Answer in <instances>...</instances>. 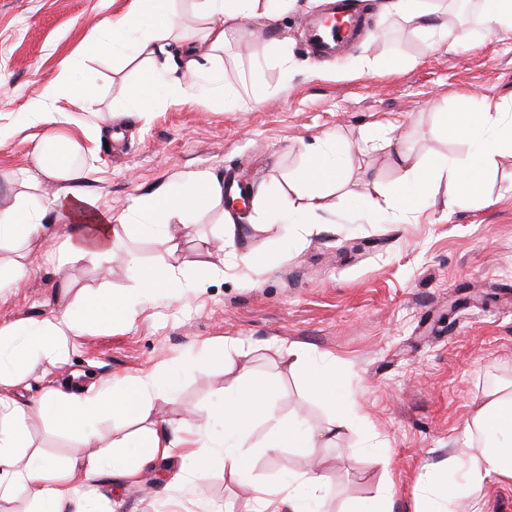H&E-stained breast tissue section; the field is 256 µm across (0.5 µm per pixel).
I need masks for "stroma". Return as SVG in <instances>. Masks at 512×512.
<instances>
[{
	"label": "stroma",
	"mask_w": 512,
	"mask_h": 512,
	"mask_svg": "<svg viewBox=\"0 0 512 512\" xmlns=\"http://www.w3.org/2000/svg\"><path fill=\"white\" fill-rule=\"evenodd\" d=\"M382 0H349L358 32L313 61L311 18L326 0H297L277 17L259 16L229 37L220 64L227 84L257 91L250 110L225 108L208 86L178 101L147 104L144 114L120 111L139 84L142 58L100 55L77 71L95 80L99 112L83 115L86 129L111 123L121 135L89 142L92 173L85 184L100 211L123 212L132 199L187 170H209L273 196L297 198L293 177L306 167L307 144L325 138L344 166V181L328 188V220L308 234L302 226L265 217L261 205L237 216L246 231L224 257V276L198 273L197 239L216 241L225 225L220 210L185 217L192 238L182 245L189 283L181 303L164 295L132 324L101 328L70 346L65 364L41 363L14 393L39 398L48 382L83 385L136 374L146 367L175 376L177 392L164 414L181 433L224 396L234 378L267 384L280 414L309 428L331 411L307 389L303 368L286 365L279 347L311 353L335 369L340 393L364 417L328 448H284L257 458L244 478L214 473L197 489L174 479L179 459L156 463L136 490L108 478L101 493L119 512H167L180 497L189 512H245L253 483L275 484L307 471L317 458L331 494L320 512H341L347 500L370 501L386 487L396 492L394 512H412L427 471L437 469L464 428L472 401L498 381L512 379V158L499 160L484 206L448 204L446 183L420 201L416 215L390 208L410 153L430 165L464 161L476 146L437 132L442 113L475 112L483 100L512 99V33H491L484 17L448 21L452 36L434 45L426 31L384 13ZM133 0H0V170L32 168L44 128L24 123L22 110L37 102L58 76L62 59L78 57L95 18L120 17ZM379 60L366 71L364 59ZM136 251L144 264L162 261L163 245L132 237L115 245L110 263L63 266L54 254L27 247L0 253V265L25 264L20 285L0 283V326L33 324L60 298L77 299L103 288L136 287L125 263ZM264 254L254 270L240 254ZM229 337L246 351L225 350L195 373L180 372L189 355ZM30 444L64 461L85 454L74 434L46 432L31 422ZM384 438L388 464L371 461Z\"/></svg>",
	"instance_id": "obj_1"
}]
</instances>
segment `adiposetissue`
<instances>
[{"mask_svg":"<svg viewBox=\"0 0 512 512\" xmlns=\"http://www.w3.org/2000/svg\"><path fill=\"white\" fill-rule=\"evenodd\" d=\"M126 16L100 18L91 27L88 44L92 50L114 49V38L125 34L132 55L144 57L153 73L154 93L166 98L187 95L195 80L205 78L213 93L238 110L250 109L252 102L240 91L225 84L218 65L219 53L237 25L270 11L271 0H197V11L205 26L198 38L172 48L169 33L178 24L172 0H134ZM77 66L67 60L60 66L55 82L46 85L39 102L26 110L31 125L47 126L48 132L36 146V164L25 176V189L53 184L54 190L41 206L30 207L24 192L10 203H0V252L25 242L36 250L59 252L62 263L94 266L109 262L116 243L136 235L162 241L165 258L156 266L143 265L136 252H127V264L139 271V288L110 292L106 301L109 318L99 314L97 301L83 304L81 316H74L73 304L51 313L36 325L16 330L0 327V385L13 386L39 356L59 353L61 343L83 335L88 329L105 326L107 321L133 322L138 311L159 290L169 298L183 297L181 245L189 239V227L182 221L190 208L213 209L224 204V180L207 170L184 173L176 183L167 184L136 198L127 212L112 216L98 211L96 200L84 183L89 168L74 164L72 156L82 149L78 137L66 133L69 125H79V112L94 111L99 94L94 85L75 86ZM503 102L485 100L479 112L451 115L449 127L461 141L478 144L467 162L448 170V203L484 197V184L491 168L500 159L512 158V120L505 118ZM311 165L297 175L304 185L302 212L304 225L314 230L325 224L323 185L336 177L326 166L318 145L308 148ZM438 179L437 171L422 162H412L396 201V210L410 214L415 198L427 195ZM74 225L72 235L57 240L48 230L49 222ZM335 370L309 372L312 394L330 404L336 416L326 427L303 429L284 421L276 400L261 384L225 386L224 397L209 410L210 421L224 424V444L217 447L208 424L198 426L184 438L178 435L161 412L175 394L174 384L159 385L157 373L145 369L122 380L95 385L89 389L63 391L49 389L36 403L0 395V500L19 485L34 492V512H99L98 496L92 484L108 472L127 485L136 484L155 459L179 455L182 460L178 481L199 484L210 474L222 471L233 476L248 475L253 468L252 447L263 454L283 448H321L330 443L347 421L357 419L354 402L338 394ZM118 418L143 417L147 427L138 439L137 452H129L125 441L115 442L110 455L95 451L98 434L93 427L102 412ZM38 420L50 430L79 433L89 454L60 466L28 442L29 420ZM270 427L264 442L254 440V428ZM448 471H461L457 480H428L422 483L414 500V512H482L480 493L489 481L512 482V381L487 390L473 400L470 417L446 461ZM328 492L326 477L315 470L289 475L278 485L252 487V512H313Z\"/></svg>","mask_w":512,"mask_h":512,"instance_id":"1","label":"adipose tissue"}]
</instances>
